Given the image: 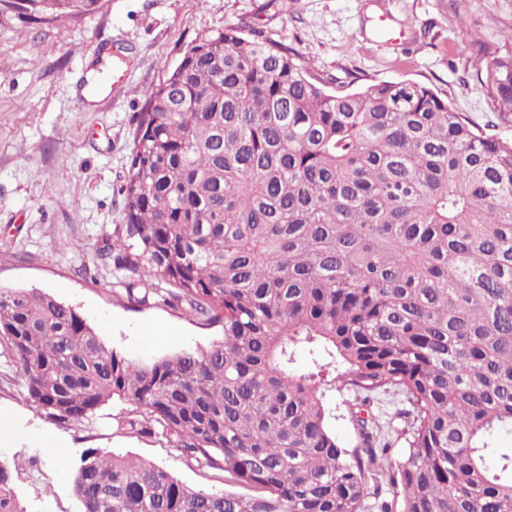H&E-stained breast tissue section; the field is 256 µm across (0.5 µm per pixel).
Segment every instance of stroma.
I'll return each mask as SVG.
<instances>
[{
    "label": "stroma",
    "instance_id": "obj_1",
    "mask_svg": "<svg viewBox=\"0 0 512 512\" xmlns=\"http://www.w3.org/2000/svg\"><path fill=\"white\" fill-rule=\"evenodd\" d=\"M227 26L261 30L317 74L363 85L410 79L512 140L478 66L512 51V0H100L79 20L0 16V288H38L79 308L111 348L150 362L220 338L166 306L137 307L116 291L101 248L124 221L118 193L136 119L152 89L195 39ZM122 52L124 91L104 78ZM166 334L148 339L146 329ZM133 407L102 405L83 426L50 421L17 381L0 378V446L27 512H80L72 475L89 448L132 453L187 485L221 489L222 473L188 463L164 437L129 424ZM47 433L56 448L29 443Z\"/></svg>",
    "mask_w": 512,
    "mask_h": 512
}]
</instances>
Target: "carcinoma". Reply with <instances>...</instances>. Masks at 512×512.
Listing matches in <instances>:
<instances>
[{"instance_id":"cac0c4a2","label":"carcinoma","mask_w":512,"mask_h":512,"mask_svg":"<svg viewBox=\"0 0 512 512\" xmlns=\"http://www.w3.org/2000/svg\"><path fill=\"white\" fill-rule=\"evenodd\" d=\"M25 2L45 23L100 0ZM480 78L511 115L512 52ZM119 193L103 253L128 303L223 336L141 364L76 307L1 288L0 356L47 418L128 403L130 425L251 493L89 448L82 512H512V453H489L512 435V141L426 83L329 89L292 47L226 27L152 91ZM336 391L352 396L350 448ZM391 391L408 407L382 417ZM0 512H26L2 460ZM327 400L334 415V418L330 420L333 430L346 444L351 445L354 437L348 408L343 402L345 397L336 392V395H327Z\"/></svg>"}]
</instances>
